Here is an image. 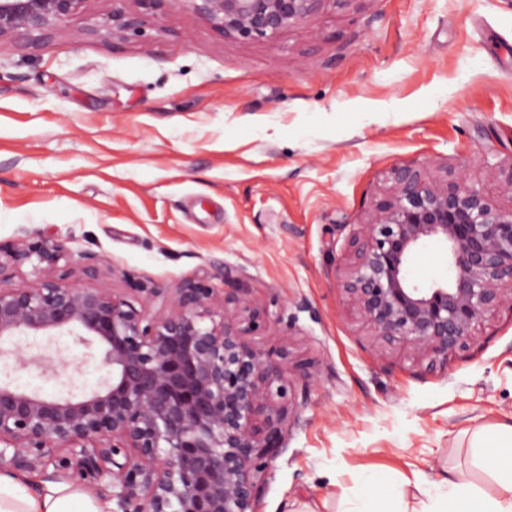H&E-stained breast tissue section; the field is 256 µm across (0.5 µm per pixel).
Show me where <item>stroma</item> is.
<instances>
[{"label": "stroma", "instance_id": "35a3bbf8", "mask_svg": "<svg viewBox=\"0 0 512 512\" xmlns=\"http://www.w3.org/2000/svg\"><path fill=\"white\" fill-rule=\"evenodd\" d=\"M89 0L49 49L0 42V247L41 239L101 260L98 288L224 287L233 266L289 348L300 419L268 461L260 512H342L374 476L410 505L472 465V433L512 421V311L424 373L367 346L336 267L397 164L464 167L502 208L512 166V0H327L272 40L180 6L119 43Z\"/></svg>", "mask_w": 512, "mask_h": 512}]
</instances>
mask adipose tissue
Wrapping results in <instances>:
<instances>
[{"instance_id":"ef3b65f1","label":"adipose tissue","mask_w":512,"mask_h":512,"mask_svg":"<svg viewBox=\"0 0 512 512\" xmlns=\"http://www.w3.org/2000/svg\"><path fill=\"white\" fill-rule=\"evenodd\" d=\"M474 463L495 484L486 492L462 475L449 471L435 475L444 495L430 498L419 512H512V424L473 435ZM111 502L92 496L69 480L34 483L0 474V512H110Z\"/></svg>"}]
</instances>
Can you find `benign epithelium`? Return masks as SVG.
<instances>
[{
  "label": "benign epithelium",
  "mask_w": 512,
  "mask_h": 512,
  "mask_svg": "<svg viewBox=\"0 0 512 512\" xmlns=\"http://www.w3.org/2000/svg\"><path fill=\"white\" fill-rule=\"evenodd\" d=\"M86 2L0 0V41L45 49ZM126 2L112 0L85 35L122 38L181 3L224 35L273 39L327 0ZM388 181L387 198L345 238L337 284L376 354L406 352L432 373L477 345L490 316L512 312V208L459 168L401 164ZM430 243L445 249L452 277L417 284L407 270ZM8 257L0 260V360L55 380L67 362L52 344L68 335L97 349L87 357L106 375L93 387L69 381L46 393L5 374L0 474L81 481L107 493L112 512H256L266 459L287 449L298 418H290L289 349L273 360L244 340L267 317L248 289L220 299L200 282L145 287L137 307L123 293L71 280L72 252L60 242L21 241ZM25 264L32 282L10 284V268ZM81 271L97 278L98 257L82 254ZM31 335L47 337L36 354L14 343Z\"/></svg>",
  "instance_id": "1"
}]
</instances>
